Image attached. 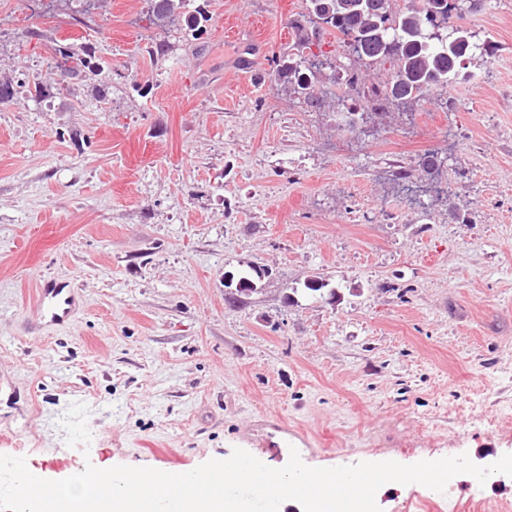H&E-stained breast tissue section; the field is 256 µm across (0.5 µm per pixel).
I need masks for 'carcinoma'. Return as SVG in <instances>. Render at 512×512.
<instances>
[{"label":"carcinoma","mask_w":512,"mask_h":512,"mask_svg":"<svg viewBox=\"0 0 512 512\" xmlns=\"http://www.w3.org/2000/svg\"><path fill=\"white\" fill-rule=\"evenodd\" d=\"M149 2L152 24L163 28L183 14L186 0ZM479 4L480 0H411L398 8L395 0H306L307 15L316 18V25L293 24L296 53L279 65L278 76L309 103L318 102L316 90L326 80L336 82V75L302 71L304 52L322 42L324 36L335 34L346 45L355 41L352 53L364 66L393 64L384 98L369 100L375 109L421 102L431 90L452 83L476 52H488V45L473 42L470 29L461 24ZM452 18L455 22L450 28L457 32L451 38L433 40L426 36L425 31L434 28L436 20ZM57 53L66 61L76 59V65L68 69L75 76L92 57L90 49L84 50L83 58L74 57L67 47L58 48Z\"/></svg>","instance_id":"obj_1"}]
</instances>
